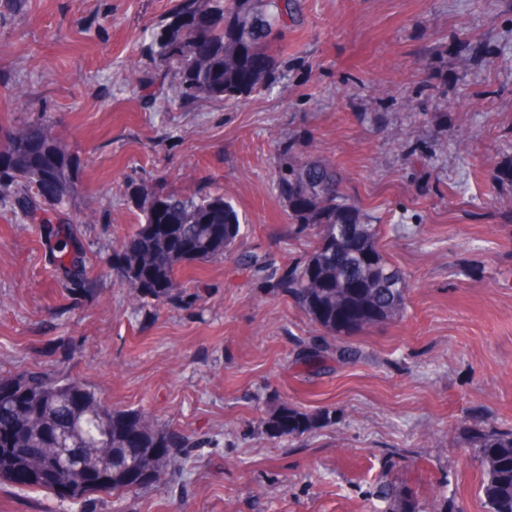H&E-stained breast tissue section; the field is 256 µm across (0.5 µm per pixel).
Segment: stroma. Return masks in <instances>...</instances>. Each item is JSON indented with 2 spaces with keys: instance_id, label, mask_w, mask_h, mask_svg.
<instances>
[{
  "instance_id": "obj_1",
  "label": "stroma",
  "mask_w": 512,
  "mask_h": 512,
  "mask_svg": "<svg viewBox=\"0 0 512 512\" xmlns=\"http://www.w3.org/2000/svg\"><path fill=\"white\" fill-rule=\"evenodd\" d=\"M179 0H0V134L50 115L79 163L68 204L90 283L74 290L39 225L0 210V378L72 379L190 436L186 465L73 502L0 484V512H488L469 436L512 429V0H300L277 81L184 103L145 54ZM339 165L408 282L406 312L332 337L235 257L181 268L144 303L112 269L144 192H219L239 251L299 258L277 145ZM328 350L321 371L303 350ZM331 425L270 437L282 403Z\"/></svg>"
}]
</instances>
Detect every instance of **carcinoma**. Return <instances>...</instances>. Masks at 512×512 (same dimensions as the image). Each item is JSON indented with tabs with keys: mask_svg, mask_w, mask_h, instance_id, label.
Instances as JSON below:
<instances>
[{
	"mask_svg": "<svg viewBox=\"0 0 512 512\" xmlns=\"http://www.w3.org/2000/svg\"><path fill=\"white\" fill-rule=\"evenodd\" d=\"M299 0H181L170 21L153 34L149 54L159 68L181 75L180 96L236 101L267 85L271 49L298 22ZM276 173L288 218L315 245L288 266L266 269L271 291L284 294L327 334L341 340L338 359L356 355L343 339L405 312L403 274L379 249L377 225L364 223L344 190L336 165L312 161L296 142L280 144ZM28 163L10 167L13 157ZM75 161L58 143L47 119L7 134L0 145V206L48 225L64 243L73 235L63 209L74 193ZM134 233L112 255V268L141 296L156 303L179 296L178 270L234 253L241 224L222 194L138 195ZM20 390L44 393L19 413L0 399V481L70 498L114 495L160 479L163 467L181 465L178 449L189 437L138 411L114 410L91 390L43 374L10 378ZM332 412L307 413L286 403L263 422L272 437H293L331 424ZM483 467L481 490L488 512H512V429L485 425L471 434ZM379 497L405 512L401 490L380 486Z\"/></svg>",
	"mask_w": 512,
	"mask_h": 512,
	"instance_id": "1",
	"label": "carcinoma"
}]
</instances>
